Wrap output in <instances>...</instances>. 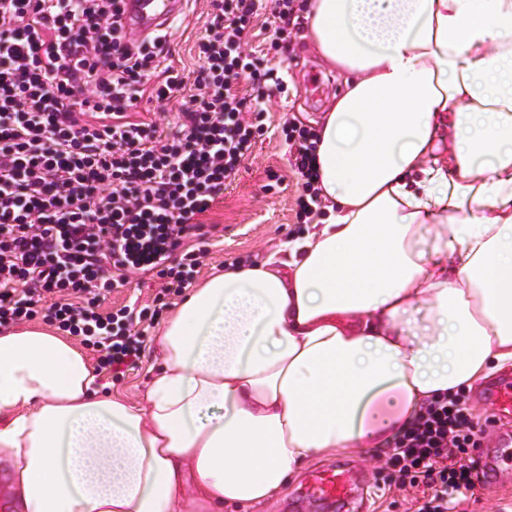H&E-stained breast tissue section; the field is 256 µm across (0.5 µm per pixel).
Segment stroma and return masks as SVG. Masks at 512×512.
Instances as JSON below:
<instances>
[{"instance_id":"obj_1","label":"stroma","mask_w":512,"mask_h":512,"mask_svg":"<svg viewBox=\"0 0 512 512\" xmlns=\"http://www.w3.org/2000/svg\"><path fill=\"white\" fill-rule=\"evenodd\" d=\"M210 12L209 0H186L182 14L166 31L171 50L169 65L178 70L195 67L192 47L203 33ZM268 58L271 66L283 70L286 89L269 90L264 101L263 135L239 176L203 218L209 246L193 274L196 285L225 267L262 261L288 236L304 228L297 217L303 182L291 166L293 152L282 131L283 123L290 120L310 127L327 111L334 96L343 91V78L298 35L293 36L289 49L271 50ZM158 334V328L149 329L135 365L118 373L102 371L97 376L98 384L130 400H140L151 370L162 363ZM339 462L349 463L369 486L371 512H411L409 495L385 485L387 472L378 452H339L308 463L306 469L311 472Z\"/></svg>"}]
</instances>
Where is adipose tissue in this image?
Returning <instances> with one entry per match:
<instances>
[{
  "instance_id": "adipose-tissue-1",
  "label": "adipose tissue",
  "mask_w": 512,
  "mask_h": 512,
  "mask_svg": "<svg viewBox=\"0 0 512 512\" xmlns=\"http://www.w3.org/2000/svg\"><path fill=\"white\" fill-rule=\"evenodd\" d=\"M346 91L305 234L187 295L143 401L53 332L0 334L22 512H239L391 446L427 398L512 366V0H308Z\"/></svg>"
}]
</instances>
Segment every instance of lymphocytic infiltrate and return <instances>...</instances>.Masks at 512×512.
<instances>
[{
  "mask_svg": "<svg viewBox=\"0 0 512 512\" xmlns=\"http://www.w3.org/2000/svg\"><path fill=\"white\" fill-rule=\"evenodd\" d=\"M124 0H0V327L36 315L90 336L104 367L139 357L130 311L107 294L146 276L188 288L201 255L184 251L263 131V98L283 88L250 45L259 9L288 46L295 0H212L198 69L166 67V36L123 32ZM176 101L175 129L133 119L142 99ZM304 182L320 200L314 135L288 121ZM479 443L463 395L421 407L386 455L389 483L418 491L416 512H455L476 490Z\"/></svg>",
  "mask_w": 512,
  "mask_h": 512,
  "instance_id": "lymphocytic-infiltrate-1",
  "label": "lymphocytic infiltrate"
}]
</instances>
